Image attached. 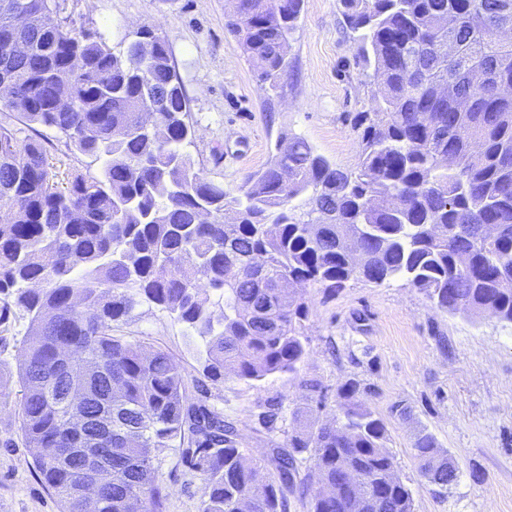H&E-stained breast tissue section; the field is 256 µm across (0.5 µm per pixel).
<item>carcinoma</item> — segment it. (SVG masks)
Returning <instances> with one entry per match:
<instances>
[{
  "label": "carcinoma",
  "mask_w": 512,
  "mask_h": 512,
  "mask_svg": "<svg viewBox=\"0 0 512 512\" xmlns=\"http://www.w3.org/2000/svg\"><path fill=\"white\" fill-rule=\"evenodd\" d=\"M374 70L376 120L354 169L303 138L281 141L240 195L196 170L188 100L169 46L149 26L112 50L59 21V0H0V108L30 131L0 124V326L21 313L19 428L60 512H162L155 461L175 439L201 477L199 512H288V490L310 512H355L351 480L375 512H413L384 421L351 379L330 420L273 448L275 473L248 462L224 414L189 403L170 356L112 335L141 301L169 312L203 344V375L261 381L296 373L306 354L304 296L352 280L402 278L449 313L493 312L512 323V0H341ZM227 28L270 89L283 88L303 0H230ZM69 106H57L59 95ZM158 106L152 120L147 105ZM63 134L99 164L84 175L50 160L40 129ZM78 385L77 406L63 401ZM82 410L112 420L97 447L112 455L93 495L67 456L86 436ZM426 482L458 468L419 432ZM311 465L299 478V456Z\"/></svg>",
  "instance_id": "1"
}]
</instances>
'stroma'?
<instances>
[{"mask_svg": "<svg viewBox=\"0 0 512 512\" xmlns=\"http://www.w3.org/2000/svg\"><path fill=\"white\" fill-rule=\"evenodd\" d=\"M59 2V16L71 28L99 33L112 49L143 25L167 38L196 128L188 152L226 192L242 193L285 135L304 138L339 167L356 165L378 86L358 61L340 0H304L291 67L277 95L228 31L225 0ZM304 293L306 355L295 375L212 382L202 374L199 340L146 301L113 323L112 333L168 352L190 401L223 411L246 456L265 467L273 465L272 448L287 446L289 435L300 431L296 414L331 418L342 403L341 385L353 379L386 424V445L411 491L413 512H512V323L440 310L401 278L381 286L352 281L333 296L308 284ZM25 330V320H18L0 341V374L10 393L0 401V512H59L19 430L16 373ZM272 404L278 415L267 427L260 415ZM421 430L457 463L458 479L448 489L418 473L412 442ZM185 449L174 444L155 464L166 492L163 512H199L201 480Z\"/></svg>", "mask_w": 512, "mask_h": 512, "instance_id": "1", "label": "stroma"}]
</instances>
